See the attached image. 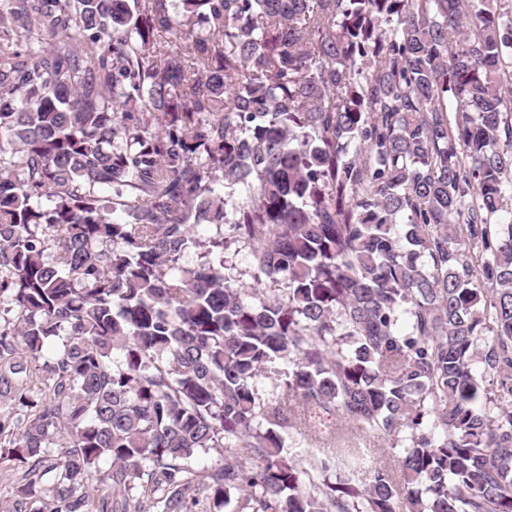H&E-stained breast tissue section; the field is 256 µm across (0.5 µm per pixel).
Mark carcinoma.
I'll list each match as a JSON object with an SVG mask.
<instances>
[{
	"mask_svg": "<svg viewBox=\"0 0 512 512\" xmlns=\"http://www.w3.org/2000/svg\"><path fill=\"white\" fill-rule=\"evenodd\" d=\"M0 138L6 512H512V0H0ZM22 469L14 466L12 462L5 461L0 464V510L7 507L11 491L19 481Z\"/></svg>",
	"mask_w": 512,
	"mask_h": 512,
	"instance_id": "1",
	"label": "carcinoma"
}]
</instances>
